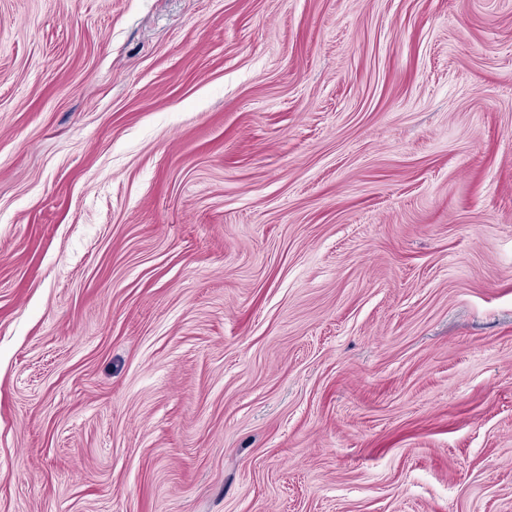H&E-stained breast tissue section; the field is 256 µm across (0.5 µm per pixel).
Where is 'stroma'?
Segmentation results:
<instances>
[{
    "label": "stroma",
    "mask_w": 512,
    "mask_h": 512,
    "mask_svg": "<svg viewBox=\"0 0 512 512\" xmlns=\"http://www.w3.org/2000/svg\"><path fill=\"white\" fill-rule=\"evenodd\" d=\"M0 512H512V0H0Z\"/></svg>",
    "instance_id": "1"
}]
</instances>
